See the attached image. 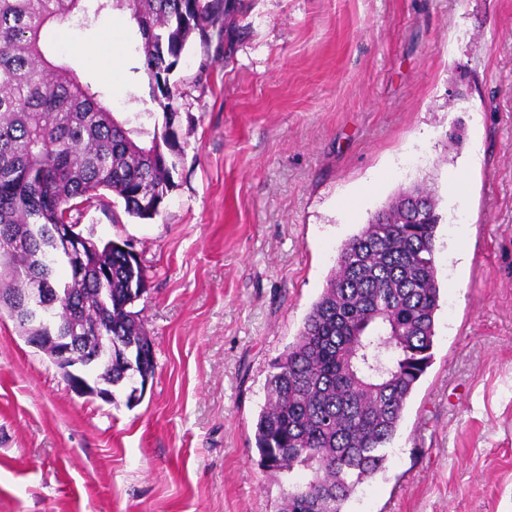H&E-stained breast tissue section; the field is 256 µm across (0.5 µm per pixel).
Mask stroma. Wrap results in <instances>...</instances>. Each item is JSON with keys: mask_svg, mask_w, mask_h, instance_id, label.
<instances>
[{"mask_svg": "<svg viewBox=\"0 0 512 512\" xmlns=\"http://www.w3.org/2000/svg\"><path fill=\"white\" fill-rule=\"evenodd\" d=\"M232 54L191 40L184 146L152 220L112 196L79 228L129 242L155 374L128 403L76 394L0 314V512H276L254 431L271 364L343 243L434 188V358L383 471L348 512H512V0H242ZM60 56L121 112L147 79L128 13Z\"/></svg>", "mask_w": 512, "mask_h": 512, "instance_id": "stroma-1", "label": "stroma"}]
</instances>
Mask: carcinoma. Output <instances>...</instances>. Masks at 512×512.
<instances>
[{"label":"carcinoma","mask_w":512,"mask_h":512,"mask_svg":"<svg viewBox=\"0 0 512 512\" xmlns=\"http://www.w3.org/2000/svg\"><path fill=\"white\" fill-rule=\"evenodd\" d=\"M127 11L149 97L163 121L149 130L113 111L92 84L50 51L55 26L85 27L107 11ZM241 0H0V308L24 288H58L43 306L49 323L28 325L47 337L54 324L71 334L101 325L112 333L117 384L135 371L153 376V342L130 307L145 274L129 244L113 240L58 246V225L107 191L140 220L159 214L183 150L175 129L170 76L190 38L216 32L224 54L237 38ZM424 203L419 222L404 221L409 196ZM443 216L433 190L416 186L376 212L344 245L326 288L295 341L276 358L256 422L262 466L306 480L293 483L279 512H345L357 487L384 467L386 449L408 401L431 366L439 308L435 238ZM68 266L71 277L58 278Z\"/></svg>","instance_id":"cac0c4a2"}]
</instances>
